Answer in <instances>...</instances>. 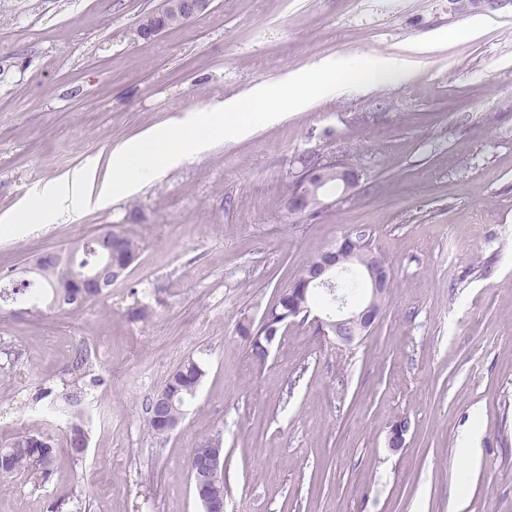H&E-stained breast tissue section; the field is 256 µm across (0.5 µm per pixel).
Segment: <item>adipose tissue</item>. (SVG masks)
I'll return each mask as SVG.
<instances>
[{
	"label": "adipose tissue",
	"instance_id": "ef3b65f1",
	"mask_svg": "<svg viewBox=\"0 0 512 512\" xmlns=\"http://www.w3.org/2000/svg\"><path fill=\"white\" fill-rule=\"evenodd\" d=\"M409 75L408 62L395 56L376 55L361 61L340 57L280 82L253 88L245 98L190 110L168 125L151 128L115 146L106 173L88 165L46 181L17 212L0 220V235L18 237L33 226L104 205L162 178L183 159L207 151L215 141L236 140L282 119L287 112L307 108L315 100Z\"/></svg>",
	"mask_w": 512,
	"mask_h": 512
}]
</instances>
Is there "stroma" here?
Returning <instances> with one entry per match:
<instances>
[{"mask_svg":"<svg viewBox=\"0 0 512 512\" xmlns=\"http://www.w3.org/2000/svg\"><path fill=\"white\" fill-rule=\"evenodd\" d=\"M160 4L0 0V216L42 182L106 164L110 146L326 59L392 55L413 75L316 101L101 208L0 237V273L108 228L140 246L81 307H0V444L61 438L35 395L60 389L78 346L103 408L83 416V458L60 445L48 481L0 477V512H202L188 458L216 434L224 512H512V13L214 0L155 41L131 40ZM313 153L351 165L355 195L290 213ZM355 227L371 229L393 274L371 335L343 347L299 319L254 359L243 326ZM189 357L205 370L197 394L154 436L143 406ZM476 426L472 468L460 442Z\"/></svg>","mask_w":512,"mask_h":512,"instance_id":"1","label":"stroma"}]
</instances>
